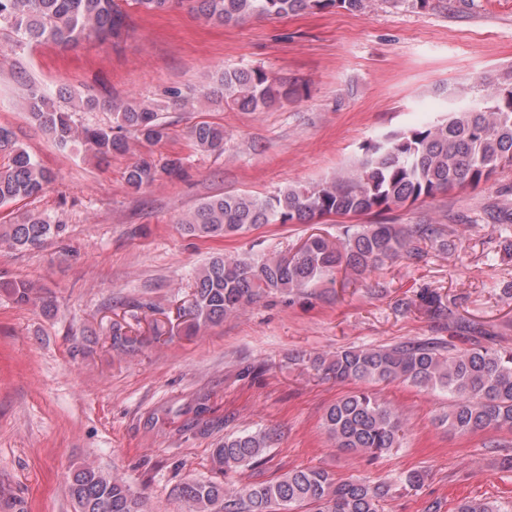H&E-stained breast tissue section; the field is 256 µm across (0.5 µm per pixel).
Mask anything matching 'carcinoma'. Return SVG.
I'll list each match as a JSON object with an SVG mask.
<instances>
[{
	"instance_id": "cac0c4a2",
	"label": "carcinoma",
	"mask_w": 512,
	"mask_h": 512,
	"mask_svg": "<svg viewBox=\"0 0 512 512\" xmlns=\"http://www.w3.org/2000/svg\"><path fill=\"white\" fill-rule=\"evenodd\" d=\"M187 3L206 22L241 23L327 9L364 12L368 0H0V35L19 43H53L62 48L97 39L118 43L127 35L126 7L146 13ZM299 93L297 84L260 67H238L219 73L201 92L168 91L172 105L197 112L204 102L240 111L284 105ZM444 115L419 128L391 130L362 147L353 166L320 181L288 186L272 196L225 193L204 199L180 224L198 238L243 234L263 224H317L330 217H358L405 208L434 199L451 189L476 188L498 172L512 168V70L484 72L470 91L447 98ZM112 112L115 125L86 127L77 112ZM20 106L53 141L65 147L79 143L97 158L131 150L137 143L168 137L160 105L137 100H102L79 88L54 94L30 86ZM201 152L224 151V127L198 122L189 131ZM0 206L31 198L53 181L47 169L15 134L0 127ZM185 159L178 154L140 157L125 172L133 192L163 179L180 180ZM63 225L42 213L27 212L0 230V245L40 249L60 235ZM447 246L429 224L413 231L401 224H355L332 242L311 236L293 254L228 258L217 254L192 277V300L185 328L190 334L238 314L264 295L284 292L310 295L333 281L339 271L361 276L387 260H417L423 253L416 238ZM0 292L17 304L54 310L43 287L30 280L0 278ZM141 337L130 326L112 323V348L137 350ZM317 373L355 388L331 404L323 427L343 452L376 457L400 445L401 416L382 402L375 386L393 382L448 393V430L460 434L512 430V349L468 338V346L406 342L388 347H347L329 357H298ZM271 441L265 432L227 437L213 449L212 467L219 473L256 464ZM69 494L76 512H146V502L126 482L92 464L75 469ZM186 512H381L393 496L392 485L356 478L336 480L314 467L292 469L275 481L224 488L218 480H187L177 488ZM455 512H504L493 501L465 499Z\"/></svg>"
}]
</instances>
